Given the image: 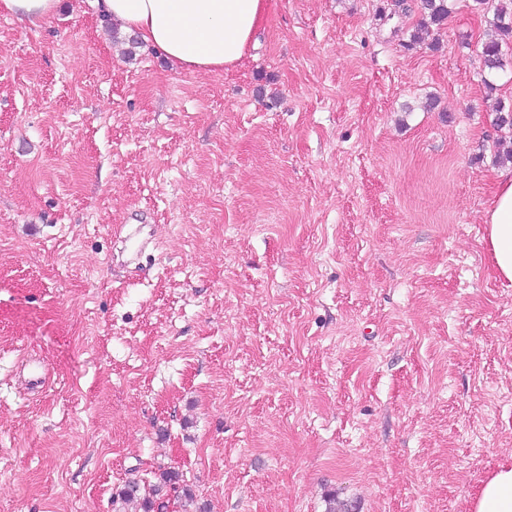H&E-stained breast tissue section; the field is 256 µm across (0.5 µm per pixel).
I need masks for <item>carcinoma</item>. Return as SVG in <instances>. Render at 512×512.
Returning a JSON list of instances; mask_svg holds the SVG:
<instances>
[{"mask_svg": "<svg viewBox=\"0 0 512 512\" xmlns=\"http://www.w3.org/2000/svg\"><path fill=\"white\" fill-rule=\"evenodd\" d=\"M477 10L483 14H492L487 19L491 35L481 44L483 61L484 84L494 88L491 77L505 70L512 63V0H497L495 6H490V0H474ZM452 13L450 0H420L421 19L410 35V44L416 45L425 41L433 30L440 29ZM495 125L499 130L512 133V106L498 102L496 106ZM178 482V474L163 471L158 481L150 485L147 492L142 491L136 482L126 484L114 499L115 512H126L125 507L134 505L139 512H155L156 501L164 488Z\"/></svg>", "mask_w": 512, "mask_h": 512, "instance_id": "cac0c4a2", "label": "carcinoma"}]
</instances>
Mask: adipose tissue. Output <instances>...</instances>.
<instances>
[{
	"label": "adipose tissue",
	"instance_id": "adipose-tissue-1",
	"mask_svg": "<svg viewBox=\"0 0 512 512\" xmlns=\"http://www.w3.org/2000/svg\"><path fill=\"white\" fill-rule=\"evenodd\" d=\"M100 22L116 23L146 46L191 72L238 63L268 0H93ZM483 222L497 273L512 281V168L499 172ZM473 512H512V461L499 465L472 504Z\"/></svg>",
	"mask_w": 512,
	"mask_h": 512
}]
</instances>
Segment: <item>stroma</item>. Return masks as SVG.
<instances>
[{
    "instance_id": "stroma-1",
    "label": "stroma",
    "mask_w": 512,
    "mask_h": 512,
    "mask_svg": "<svg viewBox=\"0 0 512 512\" xmlns=\"http://www.w3.org/2000/svg\"><path fill=\"white\" fill-rule=\"evenodd\" d=\"M270 0L189 72L63 0L0 16V512H470L512 456L487 27ZM152 225L140 267L110 232ZM48 369L29 388L21 360ZM61 0H0V14L40 26L54 16ZM155 484L150 485L148 493L142 491L136 482L126 484L114 499L115 512H126L125 506L135 505L139 512H155L156 501L161 496L164 488L178 482V474L162 471Z\"/></svg>"
}]
</instances>
